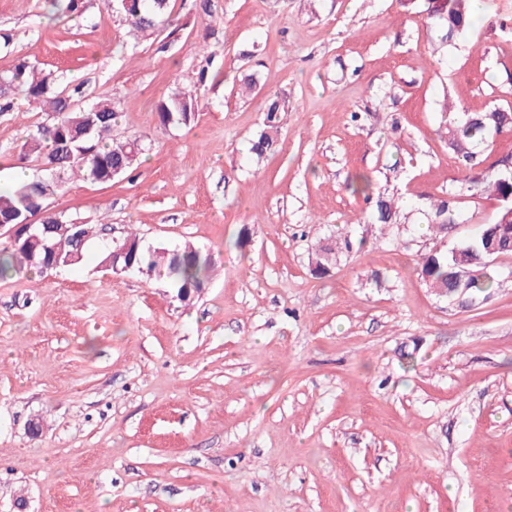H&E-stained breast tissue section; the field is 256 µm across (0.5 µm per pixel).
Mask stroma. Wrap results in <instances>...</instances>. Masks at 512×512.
Wrapping results in <instances>:
<instances>
[{
    "instance_id": "1",
    "label": "stroma",
    "mask_w": 512,
    "mask_h": 512,
    "mask_svg": "<svg viewBox=\"0 0 512 512\" xmlns=\"http://www.w3.org/2000/svg\"><path fill=\"white\" fill-rule=\"evenodd\" d=\"M172 0L171 32H130L113 0L52 20L0 0V74L27 61L114 102L128 177L72 179L46 206L93 225L80 263L0 280V512H512V255L464 306L419 274L495 220L490 192L425 213L466 171L444 108H512V0L442 42L427 0ZM261 88L239 90L241 72ZM190 126H159L172 87ZM280 144L254 161L266 93ZM44 116L0 115V185L39 176ZM371 178L404 219L374 224L348 184ZM192 242L212 258L187 303L166 280L100 265L112 239ZM245 247H237L241 232ZM354 242L324 275L320 241ZM42 433L31 437V419ZM196 99L193 90L181 87L172 88L157 105L160 125L163 127L190 125L195 119Z\"/></svg>"
}]
</instances>
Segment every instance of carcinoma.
<instances>
[{
    "instance_id": "carcinoma-1",
    "label": "carcinoma",
    "mask_w": 512,
    "mask_h": 512,
    "mask_svg": "<svg viewBox=\"0 0 512 512\" xmlns=\"http://www.w3.org/2000/svg\"><path fill=\"white\" fill-rule=\"evenodd\" d=\"M125 24L138 32H155L170 25V0H139L138 7L129 11L123 2L116 3ZM428 15L443 31L442 41L455 43L456 39L474 25L470 0H442L428 8ZM22 93L28 103L44 112L46 118L35 126L26 141L28 151L36 154L45 165V174L29 182L14 184L0 190V218L10 224H26L45 202L64 190L71 177H82L93 183L110 184L131 174L145 152L137 138L124 141L112 139V126L118 117L117 106L108 99L89 100L90 93L82 84H71L64 77L43 71L26 62L0 75V112L14 110V95ZM194 91L172 88L158 103L157 115L163 127L190 125L195 119ZM285 99L278 94L267 95L263 105L260 129L251 140L250 153L258 161L264 159L278 145L281 114ZM512 130V111L495 108L479 115L448 114V145L466 168L482 163L483 146L490 133ZM503 168L489 171L481 180L466 181L455 192L432 204L428 213V230L439 236L459 223L455 198L478 182L492 189L501 202L499 212L512 209V165L508 159L499 161ZM349 190L364 197L372 209L374 223H400L398 202L383 193H374L371 181L360 177ZM40 223L49 226L39 238L27 236L9 240L0 248V278L25 270L43 272L38 256L46 249L56 258L58 267L79 263L89 240L91 225L79 224L70 231H58V225L74 223L63 213L45 212ZM125 248L126 255L119 265L131 264L146 268L167 280L174 298L182 300L187 288H203L210 278L211 262L207 255L188 244L180 249L145 247L136 233H129L118 244L106 247L100 264L109 263L112 250ZM496 254H512V223L494 221L480 225L479 232L460 247L449 252L435 251L422 258L420 275L425 283L442 297L474 300L479 295L490 296L494 273L489 265L488 249ZM348 235L338 234L323 242L314 256V271L324 274L335 265L339 254L350 251Z\"/></svg>"
}]
</instances>
